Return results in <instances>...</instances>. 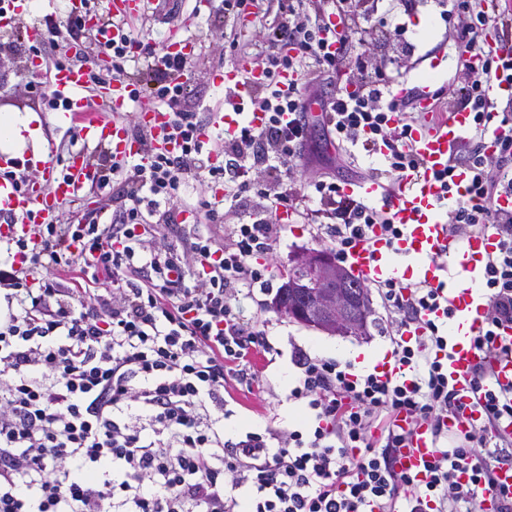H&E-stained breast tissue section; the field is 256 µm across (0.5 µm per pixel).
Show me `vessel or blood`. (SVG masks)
Wrapping results in <instances>:
<instances>
[{"label":"vessel or blood","mask_w":512,"mask_h":512,"mask_svg":"<svg viewBox=\"0 0 512 512\" xmlns=\"http://www.w3.org/2000/svg\"><path fill=\"white\" fill-rule=\"evenodd\" d=\"M141 0H104L102 11L113 19L134 16ZM216 82L231 92L235 102L250 98L263 82L261 70L248 64L215 76ZM86 78L80 71L61 68L53 75L52 89L65 104L66 118L80 126L83 137L95 140L118 158L136 155L139 146L129 139L125 129L92 112L81 95ZM104 109L120 113L130 104L129 88L115 79L99 91ZM259 112L216 113L214 123L235 130L247 122L261 125ZM474 124V114L456 109L440 121H431L411 133L410 148L419 159L416 170L393 189H383L380 181L344 183L341 193L376 204L387 211L399 226L396 239H387L374 230L369 239L355 242L346 261L354 273L367 284L394 281L402 284H424L443 289L445 299L440 307L425 310L422 322L443 324L448 332V381L467 404L465 413L450 422L462 432L483 419L470 385V369L480 360L481 352L474 339L486 330L483 318H469L475 302L469 285L480 278L488 255L496 251L498 237L490 230L471 234L457 245L448 239V209L462 198L472 184L473 173L465 166L448 165L450 147L467 137ZM44 183L27 191H16L0 180V212H11L41 224L52 223L60 200L72 197L79 182L90 172L87 159L79 153L70 155L64 174L45 166ZM432 438L427 428H418L410 447L400 449L396 470L424 477L423 464L432 455Z\"/></svg>","instance_id":"b4317fda"}]
</instances>
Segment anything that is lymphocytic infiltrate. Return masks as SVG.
<instances>
[{"label":"lymphocytic infiltrate","instance_id":"obj_1","mask_svg":"<svg viewBox=\"0 0 512 512\" xmlns=\"http://www.w3.org/2000/svg\"><path fill=\"white\" fill-rule=\"evenodd\" d=\"M447 7L475 14L457 36L474 77L454 102L473 112L474 127L449 154L450 165L470 167L474 180L448 212V237L455 244L490 228L499 238L480 283L489 332L470 370L484 391L483 422L449 430L463 404L439 358L448 336L435 325L407 334L436 304L438 289L387 281L377 291L396 316L393 354L412 384L298 351L300 375L287 398L305 403L308 425L224 435L231 388L265 391L255 357L271 345L264 324L244 318L238 295L245 287L269 288L278 274V227L268 214L305 216L319 228L315 241L326 242L340 262L373 227L391 240L399 234L381 209L342 195L335 173L307 186L283 170L307 149L312 100L337 148L386 146L387 185L417 166L408 148L417 118L396 111L389 85L369 72L364 54L349 55L355 43L366 51L377 46L370 10L351 9L346 0H277L282 21L267 32L258 64L265 82L250 99L263 122L240 125L211 154L180 80L189 69L183 58L143 41L137 23L126 20L120 41L97 44L110 67H90L77 39L84 20L51 13L39 17L45 37L30 47L43 60L30 92L55 111L54 70L87 71L91 102L111 80H125L133 102L146 96L167 111L166 138L178 147H157L135 112L122 114L139 152L92 180L101 191L112 181L125 186L112 200L111 223L34 224L12 236L15 250L0 258L7 291L0 312V512H397L401 503L406 512H476L487 496L495 512H512V486L496 478L512 464V435L498 430L512 423V384L494 382V365L512 359V345L492 334L512 325V213L495 206L500 191L512 189V168H491L481 146L495 125L502 130L499 156L512 155V113H497L486 94L490 77L512 72V42L487 40L489 29L512 26V11H477L472 0H447ZM332 38L339 46L330 52ZM137 57L145 70L129 71ZM346 68L360 74L355 89L320 97V84ZM284 72L296 74L295 83L282 85ZM218 186L232 199L254 193L269 205L225 224L211 196ZM183 214L195 224L192 236L157 245L159 231ZM423 424L435 448L420 480L396 471L394 459Z\"/></svg>","mask_w":512,"mask_h":512}]
</instances>
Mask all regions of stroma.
<instances>
[{"mask_svg":"<svg viewBox=\"0 0 512 512\" xmlns=\"http://www.w3.org/2000/svg\"><path fill=\"white\" fill-rule=\"evenodd\" d=\"M413 6L407 35L418 40L419 52L409 56L399 47V38L393 28L397 15L403 13L406 6ZM428 20V32H421L420 20ZM469 21L467 14L442 15L436 0H394L393 9L388 13H377L373 25L377 38L383 44L382 54L369 58V65L387 80L412 87L425 66L438 63L447 70L445 82L446 95H453L458 86L471 80V73L462 65L456 46V32ZM145 40L159 43L169 37L177 36L201 49V60L197 66L185 75L194 102L222 100L223 95L213 83L210 67L223 63L225 69H233L245 62H257L263 58L267 49L264 24L256 15H248L237 24L239 47L236 53L224 51V20L210 8L199 6L196 12L184 13L179 26H171L151 20L143 28ZM30 55L8 41L0 42V110L9 112H34L41 118V139L51 142L55 154H67L70 149L84 153L91 163H99L105 151L95 143L79 141L70 145L66 134L67 123L56 119L44 105L34 101L27 88L29 73L26 69ZM311 139L318 149L309 153L302 163H288L290 180L307 183L318 179L327 170H335L345 180H355L367 167H382L379 157L369 155L362 147L353 146L339 150L332 142L323 137L320 125L311 128ZM270 223L280 224L275 246L277 264L288 269L292 256L302 250L315 249L314 230L311 224L300 216L279 220L270 216ZM274 292L254 291L240 298L245 318L266 322L267 337L275 351L273 359L257 357L256 363L263 372L268 386L264 397L258 398L240 387L234 390L236 403L232 415L224 422L227 437L270 425L276 428H294L305 426L308 413L303 403L287 400L286 395L299 375L298 368L292 362L294 349H302L313 356L332 358L337 349H383L391 352L392 346L385 329V313L377 291H370L369 299L372 314L364 333L354 335H331L313 327L298 323L278 312L273 306Z\"/></svg>","mask_w":512,"mask_h":512,"instance_id":"stroma-1","label":"stroma"}]
</instances>
